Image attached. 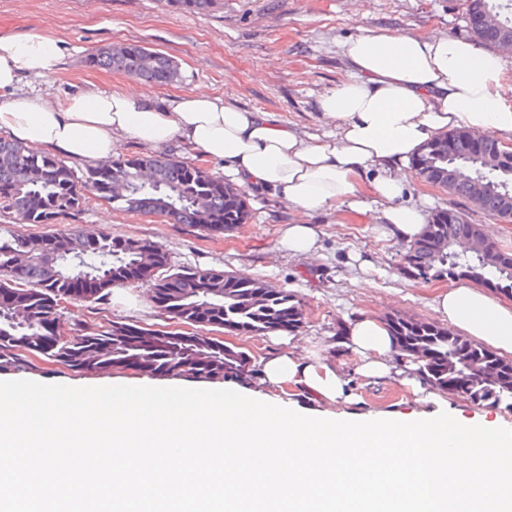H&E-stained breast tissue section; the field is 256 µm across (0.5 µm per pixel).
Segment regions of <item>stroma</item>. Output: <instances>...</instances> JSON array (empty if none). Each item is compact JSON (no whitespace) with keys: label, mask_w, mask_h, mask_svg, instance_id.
Instances as JSON below:
<instances>
[{"label":"stroma","mask_w":512,"mask_h":512,"mask_svg":"<svg viewBox=\"0 0 512 512\" xmlns=\"http://www.w3.org/2000/svg\"><path fill=\"white\" fill-rule=\"evenodd\" d=\"M463 0H217L208 11L186 13L168 0H0V35L48 32L66 41L70 53L61 72L50 78L28 77L22 93L49 101L69 97L88 85L109 91L129 84L127 75L87 64L99 49L124 43L142 44L173 57L180 76L156 87L163 98L189 91H209L237 108L272 113L289 128L307 135L322 133L318 113L322 93L347 77V61L339 44L360 30L463 36ZM252 217L225 236L213 237L156 215L120 210L86 192L77 211L53 224H23L0 211V226L24 235L63 233L94 228L115 236L148 239L167 254L168 272L185 266L221 268L266 279L296 294L305 311L295 333L297 353L312 361L330 357V344L348 318L392 313L437 320L433 299L438 283L405 278L400 267L408 246L384 235L377 220L378 203L362 216L336 212L304 213L272 192H249ZM317 225L318 247L295 256L280 247L285 224ZM371 261L361 270L353 253ZM150 283L117 287L108 302H63L66 326L85 320L100 326L112 321L146 328L168 325L150 302ZM7 379H28L70 386H188V379L154 377L135 370L107 374L79 373L45 362L7 372ZM350 391L357 403L344 406L313 398L291 385L260 382L253 396H271L307 415L324 412L380 416H415L447 411L463 423L512 429V411L478 406L467 398L444 394L443 405L417 400L404 386L389 381L369 383L352 376Z\"/></svg>","instance_id":"obj_1"}]
</instances>
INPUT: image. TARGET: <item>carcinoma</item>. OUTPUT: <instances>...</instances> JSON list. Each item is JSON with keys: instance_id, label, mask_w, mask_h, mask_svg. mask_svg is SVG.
<instances>
[{"instance_id": "1", "label": "carcinoma", "mask_w": 512, "mask_h": 512, "mask_svg": "<svg viewBox=\"0 0 512 512\" xmlns=\"http://www.w3.org/2000/svg\"><path fill=\"white\" fill-rule=\"evenodd\" d=\"M216 0H169L185 12H202ZM465 14L486 13L494 28L512 33V15L494 0H465ZM89 63L155 86L180 75L171 57L136 44L115 45ZM496 141L474 152L470 132L439 134L415 158L429 181L473 210L512 222V155L498 158ZM453 177H448V172ZM93 191L127 212L159 215L172 224L225 235L250 219L246 194L204 167L166 154L134 156L89 171L83 185L56 156L37 153L0 138V209L24 224H52L79 208L83 192ZM454 206L437 211L404 255L403 275L431 283L467 280L490 284L512 298V252L489 240L481 225L456 222ZM156 245L142 238L86 235L78 231L24 236L0 228V373L28 359L45 358L78 372L135 369L150 376L222 380L253 386L261 369L246 351L227 345L212 329L228 335L262 337L285 327L295 331L304 320L296 295L270 281L222 269L185 267L158 274L151 256ZM97 280L89 294L76 287ZM132 276L153 283L151 303L185 326L161 331L114 321L104 329L84 326L82 335L63 334L62 300L99 303ZM400 352L415 373L443 393H460L476 405L512 409V359L458 335L435 321L393 313L385 316Z\"/></svg>"}]
</instances>
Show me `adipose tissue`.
<instances>
[{
	"mask_svg": "<svg viewBox=\"0 0 512 512\" xmlns=\"http://www.w3.org/2000/svg\"><path fill=\"white\" fill-rule=\"evenodd\" d=\"M350 77L319 98L330 131L305 137L268 112L239 109L223 97L192 91L164 101L137 85L109 92L90 86L52 106L22 94L26 77L55 75L68 51L63 40L32 32L0 37V132L68 158L105 160L118 144L153 148L182 140L226 175L252 189H269L288 206L366 213L364 192L383 203L388 235L412 242L425 226L417 205L402 199L412 163L439 133L464 128L512 140V77L500 54L478 51L448 35L371 31L340 44ZM435 309L453 327L503 355H512V304L483 289L454 285L438 291ZM343 347L356 360L306 361L275 353L263 379L291 383L330 401L345 399L349 373L397 379L403 369L384 322L358 315Z\"/></svg>",
	"mask_w": 512,
	"mask_h": 512,
	"instance_id": "1",
	"label": "adipose tissue"
}]
</instances>
